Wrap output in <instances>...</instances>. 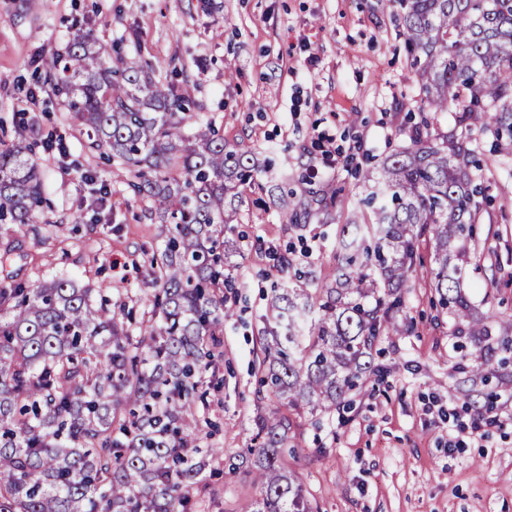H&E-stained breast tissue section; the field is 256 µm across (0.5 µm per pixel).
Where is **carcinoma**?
Instances as JSON below:
<instances>
[{"label": "carcinoma", "instance_id": "1", "mask_svg": "<svg viewBox=\"0 0 512 512\" xmlns=\"http://www.w3.org/2000/svg\"><path fill=\"white\" fill-rule=\"evenodd\" d=\"M396 2L409 51L423 58L418 111L454 105L460 135L432 134L426 117L414 123L410 146L363 173L375 190L348 211L317 288L298 277L273 289L260 379L273 401L248 449L262 485L252 512H309L279 449L300 410L330 412L359 387L420 238L434 240L439 303L459 332L492 335L493 317L473 315L461 282L485 191L473 134L492 129L512 150V0ZM50 81L91 147L128 171L136 196L159 204L164 236L139 322L71 278L0 277V512H194L187 489L220 452L200 445L198 411L233 316L224 307V270L238 254L229 232L256 163L212 123L188 127L185 97L81 27ZM30 138L19 125L0 148L1 229L33 223L47 204ZM279 203L295 226L315 205L328 210L323 197Z\"/></svg>", "mask_w": 512, "mask_h": 512}]
</instances>
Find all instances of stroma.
I'll use <instances>...</instances> for the list:
<instances>
[{
    "label": "stroma",
    "instance_id": "1",
    "mask_svg": "<svg viewBox=\"0 0 512 512\" xmlns=\"http://www.w3.org/2000/svg\"><path fill=\"white\" fill-rule=\"evenodd\" d=\"M74 23L148 63L189 100L188 122L212 121L228 146L257 153L259 184L242 195L240 253L224 291L235 315L201 411L203 442L221 454L201 476L196 508L252 512L260 339L272 290L287 279L276 256L292 248L303 270H324L347 215L335 206L289 226L279 174L293 201L314 191L355 206L370 190L360 171L409 146L419 88L400 10L395 0H0V139L12 140L20 122L53 142L33 150L47 208L0 234L16 247L11 268L33 283L76 279L139 319L162 244L157 207L126 192V170L87 148L64 97L43 82ZM487 186L464 290L477 314L495 315L493 336L458 335L431 284L434 244L421 238L396 315L402 330L381 333L364 387L288 434L284 456L314 512H512V351L503 349L512 337V154L497 155ZM486 404L500 420L474 434L470 415ZM448 407L451 423L438 415Z\"/></svg>",
    "mask_w": 512,
    "mask_h": 512
}]
</instances>
